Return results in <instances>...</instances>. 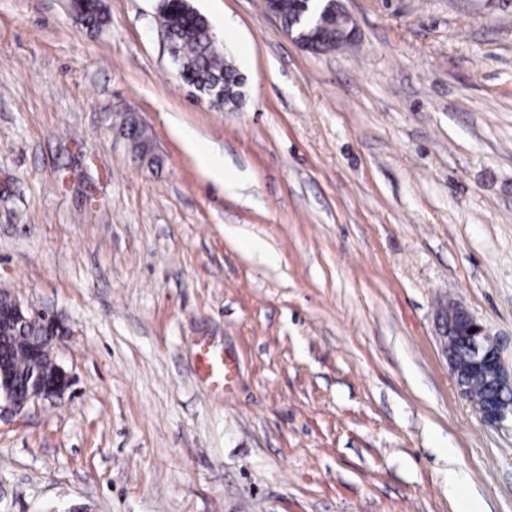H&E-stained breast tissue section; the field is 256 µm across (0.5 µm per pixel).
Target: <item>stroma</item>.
Masks as SVG:
<instances>
[{
	"mask_svg": "<svg viewBox=\"0 0 512 512\" xmlns=\"http://www.w3.org/2000/svg\"><path fill=\"white\" fill-rule=\"evenodd\" d=\"M189 3L238 106L183 81L158 0L98 28L0 0V290L58 319L73 378L0 414V512H462L452 468L512 512V425L435 334L457 302L512 370V0H342L356 40L325 54L265 0ZM198 369L205 375L210 385L223 389L225 397L231 395L236 367L226 361L224 355L201 348L198 353Z\"/></svg>",
	"mask_w": 512,
	"mask_h": 512,
	"instance_id": "obj_1",
	"label": "stroma"
}]
</instances>
